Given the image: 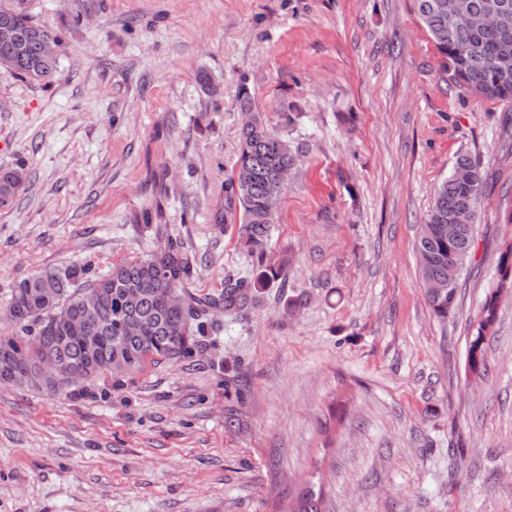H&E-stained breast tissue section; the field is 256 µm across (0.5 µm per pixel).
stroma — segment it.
I'll return each instance as SVG.
<instances>
[{"label": "stroma", "instance_id": "stroma-1", "mask_svg": "<svg viewBox=\"0 0 512 512\" xmlns=\"http://www.w3.org/2000/svg\"><path fill=\"white\" fill-rule=\"evenodd\" d=\"M61 29L51 88L0 76L10 286L73 261L107 273L157 249L160 213L196 255L187 289L256 268L224 221L247 87L310 150L266 249L288 275L217 314L192 358L49 397L0 384V512H512V303L466 371L467 338L512 240V103L441 70L416 0H30ZM487 174L448 317L415 242L459 155ZM27 178L26 168L22 164L0 168V207H5L12 201Z\"/></svg>", "mask_w": 512, "mask_h": 512}]
</instances>
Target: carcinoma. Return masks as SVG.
I'll list each match as a JSON object with an SVG mask.
<instances>
[{
	"instance_id": "obj_1",
	"label": "carcinoma",
	"mask_w": 512,
	"mask_h": 512,
	"mask_svg": "<svg viewBox=\"0 0 512 512\" xmlns=\"http://www.w3.org/2000/svg\"><path fill=\"white\" fill-rule=\"evenodd\" d=\"M420 19L443 59V71L458 87L491 100H512V0H416ZM475 16L481 24L461 21ZM59 34L32 19L28 0L0 5V76L16 77L40 88L50 87L59 74ZM238 107L247 115L236 160L224 179V217L242 225L246 245L257 258L250 278L224 280L218 295L198 297L185 282L194 256L172 236L160 250L112 265L108 273L91 276L88 265L75 261L49 268L14 283L0 312L11 331L0 332V382L60 395L71 383L111 376L121 384L146 362H179L193 355L197 337L207 333L216 311L232 315L247 307L261 288L286 276L285 266L267 265L264 255L271 226L277 222L285 186L280 172L294 169L305 154L304 143L291 137L297 112L279 113L270 125L266 113L241 89ZM27 181L19 164L0 168V207L7 206ZM485 174L466 154L436 187L427 218L416 239L423 284L448 281L437 295L425 289L439 317L455 305L458 279L448 268L467 266L474 244L475 221ZM495 294L512 299V245H505L496 268ZM96 305L94 322L82 333L57 326L54 313L69 307L78 317L85 299ZM498 300L485 299L479 327L469 336L467 365L486 371V328L495 326Z\"/></svg>"
}]
</instances>
